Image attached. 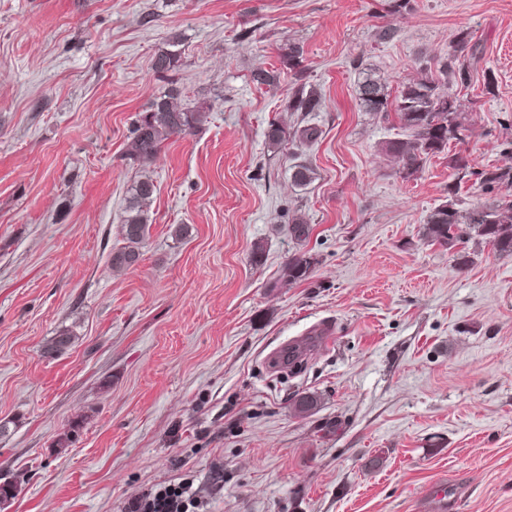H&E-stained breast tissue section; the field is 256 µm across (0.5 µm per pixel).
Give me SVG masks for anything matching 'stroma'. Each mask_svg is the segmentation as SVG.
Returning <instances> with one entry per match:
<instances>
[{
    "mask_svg": "<svg viewBox=\"0 0 512 512\" xmlns=\"http://www.w3.org/2000/svg\"><path fill=\"white\" fill-rule=\"evenodd\" d=\"M384 4L0 0L5 512H142L180 483L188 512H414L445 481L457 512H512V256L473 238L461 268L423 234L447 199L495 201L475 172L512 166V0ZM463 35L480 63L446 90L467 135L403 177L384 151L397 118L360 110L357 70L394 93ZM172 44L182 66L165 78L151 61ZM259 67L273 85L252 83ZM172 82L206 121L131 159L139 113ZM302 86L320 111L289 110ZM273 123L320 135L275 149ZM455 152L473 174L452 197ZM143 177L149 236L116 269ZM300 253L309 280L281 281ZM324 322L332 346L271 370L269 353ZM62 330L71 346L48 353ZM301 393L317 400L303 415Z\"/></svg>",
    "mask_w": 512,
    "mask_h": 512,
    "instance_id": "stroma-1",
    "label": "stroma"
}]
</instances>
